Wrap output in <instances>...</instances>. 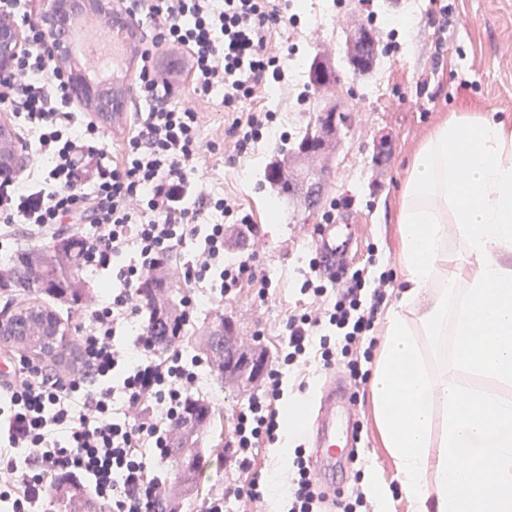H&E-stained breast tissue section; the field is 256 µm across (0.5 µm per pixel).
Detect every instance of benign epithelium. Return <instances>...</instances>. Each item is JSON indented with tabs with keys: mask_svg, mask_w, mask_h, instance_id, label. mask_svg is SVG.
Instances as JSON below:
<instances>
[{
	"mask_svg": "<svg viewBox=\"0 0 512 512\" xmlns=\"http://www.w3.org/2000/svg\"><path fill=\"white\" fill-rule=\"evenodd\" d=\"M87 15L103 17L109 23L125 24L132 21L128 13L117 8L112 0H38V8L34 11L35 21L45 35L44 49L56 70L66 77L71 100L108 117L124 108V98L112 95L110 89L92 85L86 78V69H76L71 65V21L77 16ZM25 49L23 30L10 20L3 19L0 22V78L13 73L15 61ZM9 140L10 126L3 121L0 123V167L16 164L15 157L3 150ZM21 313L23 320L42 325L44 354L54 353L62 343L61 331L53 330L46 317L35 308H25Z\"/></svg>",
	"mask_w": 512,
	"mask_h": 512,
	"instance_id": "7a95c632",
	"label": "benign epithelium"
}]
</instances>
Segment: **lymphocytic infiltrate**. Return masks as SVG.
Returning a JSON list of instances; mask_svg holds the SVG:
<instances>
[{
	"instance_id": "f902f5d3",
	"label": "lymphocytic infiltrate",
	"mask_w": 512,
	"mask_h": 512,
	"mask_svg": "<svg viewBox=\"0 0 512 512\" xmlns=\"http://www.w3.org/2000/svg\"><path fill=\"white\" fill-rule=\"evenodd\" d=\"M128 9L153 23L155 34L138 71L150 104L137 112L118 152L106 149L99 125L71 105L64 78L41 49L38 26H26L27 48L13 75L0 78V111L35 134L39 156L50 162L38 184L0 176V247L14 243L18 220L35 244L88 224L85 267L106 270L114 258L127 259L117 272L120 291L95 302L84 320L77 368H49L17 353L0 375V502L10 512H47L67 474L111 512H152L166 485L151 459L168 457L197 373L180 348L161 351L144 332L131 347L115 348L141 308L143 281L162 271L190 289L205 285L227 295L247 287L268 295L269 279L252 256L224 262L228 226L250 231L253 221L234 200L199 194L196 175L215 144L194 109L170 105L169 81L154 53L163 45L186 51L195 96L223 87L224 110L233 116L228 132L235 151L246 153L276 120L275 113L249 110V103L288 84L284 52L271 46L273 31L288 23V0H130ZM204 207L221 212L223 223H200ZM189 239L199 246L183 262L179 249ZM393 291L392 271L368 278L360 269H333L312 252L300 286L309 304L283 322L285 349L234 418L230 445L239 469H251L255 448L277 440L283 371L303 365L311 347H319L324 368L343 365L353 388L368 382L377 315ZM117 391L124 396L119 419L112 414ZM293 466L288 512H321L325 498L303 451Z\"/></svg>"
}]
</instances>
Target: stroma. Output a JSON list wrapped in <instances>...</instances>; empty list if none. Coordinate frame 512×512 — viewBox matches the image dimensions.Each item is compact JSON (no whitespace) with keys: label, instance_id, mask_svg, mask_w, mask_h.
Returning <instances> with one entry per match:
<instances>
[{"label":"stroma","instance_id":"obj_1","mask_svg":"<svg viewBox=\"0 0 512 512\" xmlns=\"http://www.w3.org/2000/svg\"><path fill=\"white\" fill-rule=\"evenodd\" d=\"M395 19L391 30L374 29L379 45L397 41L394 53H382L374 71L365 76L342 75L339 84L314 90L297 63L320 54L339 60L353 49V36L367 20L355 7L356 0H294L290 11L296 24L273 32V47H291L288 57V91L265 95L252 109L272 111L278 118L269 136L255 143L248 154L237 155L226 135L231 122L224 110V92L209 97L190 94V62L180 49L172 57L180 62L178 76L170 80L169 101L199 112L204 135L215 141L196 178L202 192L236 199L257 226L256 237H239L229 230L228 260L257 252V262L272 282L267 299L250 289L226 296L223 302L198 306L185 329L181 346L186 356L198 357L197 398L212 409V417L200 438L208 463L191 499L180 512H205L209 497L224 498V512H275L287 498L291 471L274 451L263 444L254 452L251 471L239 470L225 457L234 416L258 389L257 383L232 384L222 379L205 349V327L227 318L237 336L250 337L248 353L265 354L274 362L283 341L281 324L292 311L307 306L301 295L300 271L315 245V230L324 224L331 202L352 198L351 207L337 211L336 221L350 227V268H366L373 274L399 267L397 214L401 188L414 154L432 130L450 113L469 110L495 121L512 122V0H447L453 22L445 32L428 24L432 0H418L415 19H408L406 0H393ZM439 62H431L433 52ZM471 88H460L461 79ZM350 111L351 125L344 139L330 143L322 159L328 192L318 208L304 205L301 189L279 193L265 178V167L288 153V139L305 128L315 113L326 106ZM326 374L317 354H310L299 372L284 375V392L304 391L310 396L306 421L314 423L324 391ZM363 424L356 468L375 473L392 489L393 512H412L405 491L396 479L393 458L376 426L369 387L359 391L357 405ZM261 473L266 490L261 503L251 504L225 490V482L249 480Z\"/></svg>","mask_w":512,"mask_h":512}]
</instances>
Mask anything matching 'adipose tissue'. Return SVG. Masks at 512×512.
<instances>
[{
    "label": "adipose tissue",
    "mask_w": 512,
    "mask_h": 512,
    "mask_svg": "<svg viewBox=\"0 0 512 512\" xmlns=\"http://www.w3.org/2000/svg\"><path fill=\"white\" fill-rule=\"evenodd\" d=\"M404 291L383 324L375 421L414 512H512V123L454 112L398 214ZM482 342H474V334Z\"/></svg>",
    "instance_id": "adipose-tissue-1"
}]
</instances>
